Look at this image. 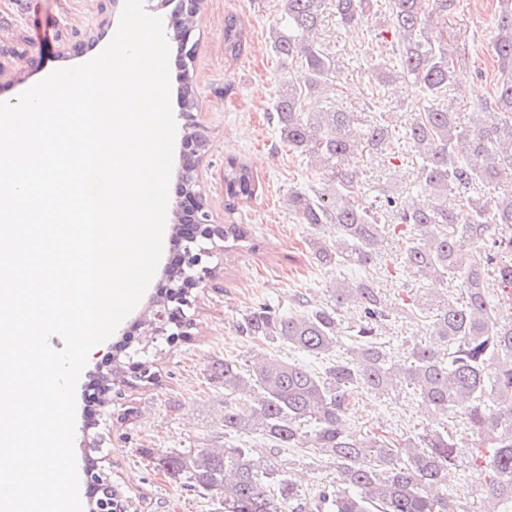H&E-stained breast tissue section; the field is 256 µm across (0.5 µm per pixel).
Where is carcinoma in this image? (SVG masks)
<instances>
[{
  "instance_id": "carcinoma-1",
  "label": "carcinoma",
  "mask_w": 512,
  "mask_h": 512,
  "mask_svg": "<svg viewBox=\"0 0 512 512\" xmlns=\"http://www.w3.org/2000/svg\"><path fill=\"white\" fill-rule=\"evenodd\" d=\"M379 0H278L270 32L275 55L296 65L283 80L275 112L281 139L306 156L321 187L289 197L298 223L331 226L336 238L313 237L309 249L327 270L381 269L422 281L453 282L429 295L409 288L391 301L369 278L333 280L319 304L299 303L284 313L261 304L236 321L254 342L286 345L319 359L314 368L251 349L218 361L208 380L224 389L221 424L231 440L216 448L141 454L182 487L216 501L224 512H512V0H499L492 50L503 73L494 104L472 107L468 123L447 104L458 48L433 31L456 0H389L397 33L393 64L370 68L378 83L401 80L414 93L410 118L386 119L373 98L366 118L339 104V65L318 38L324 10L349 26L376 11ZM246 44L242 21L224 18V55L237 58ZM324 98L318 112L305 99ZM404 139L420 162L411 188L416 201L398 206L395 192L368 183L350 164L352 154H387ZM493 188L495 194L486 192ZM259 181L244 162L224 168V210L257 197ZM245 232L224 225V250ZM399 261L387 262L392 245ZM354 310L356 319L345 313ZM429 318V341L398 353L382 335L402 315ZM145 361L137 374L115 353L112 386L154 385ZM362 388L381 399L408 395L436 427L396 437L381 426L348 433L343 416L350 393ZM245 399L243 414L236 402ZM257 436L261 444L250 441ZM287 448H309L334 465L335 480L308 494L278 463ZM471 457L484 473L477 504L448 493V469Z\"/></svg>"
}]
</instances>
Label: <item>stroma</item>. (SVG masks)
<instances>
[{
    "label": "stroma",
    "mask_w": 512,
    "mask_h": 512,
    "mask_svg": "<svg viewBox=\"0 0 512 512\" xmlns=\"http://www.w3.org/2000/svg\"><path fill=\"white\" fill-rule=\"evenodd\" d=\"M499 0H457L448 15L432 25L461 54L454 89L470 106L492 100L502 74L491 50ZM236 14L247 28L248 48L238 59L224 55V18ZM121 14L111 0H0V98L14 99L54 70L78 65L62 57L68 43L88 39L98 28L114 35ZM276 0H203L194 72L198 122L209 134V151L199 172L198 189L216 222L244 226L245 246L215 257L214 277L199 290L192 307L190 338L171 346L151 345L146 353L161 376L160 385L123 388L111 405L98 411L105 475L136 503L138 512H221L207 496L184 489L154 472L141 451L206 448L222 444L224 391L209 383L210 366L251 349L234 328L236 319L261 303L291 307L295 294L309 303L323 300L332 278L308 247L312 232L298 223L288 198L292 191L317 184L304 157L289 151L273 120L276 90L291 67L270 47ZM385 13L354 26L338 25L326 10L320 41L341 65L340 101L361 111L371 95L382 97L389 111L401 109L406 89L373 82L367 68L373 58L390 53L395 36ZM392 163L374 156L357 158L369 181L386 182L402 191L416 170L415 154L396 142ZM246 162L260 181V193L234 214L224 211V167L228 160ZM344 417L350 432L380 424L408 436L430 426L418 405L379 400L354 390ZM280 465L296 471L305 492L334 479L328 461L284 452Z\"/></svg>",
    "instance_id": "1"
}]
</instances>
